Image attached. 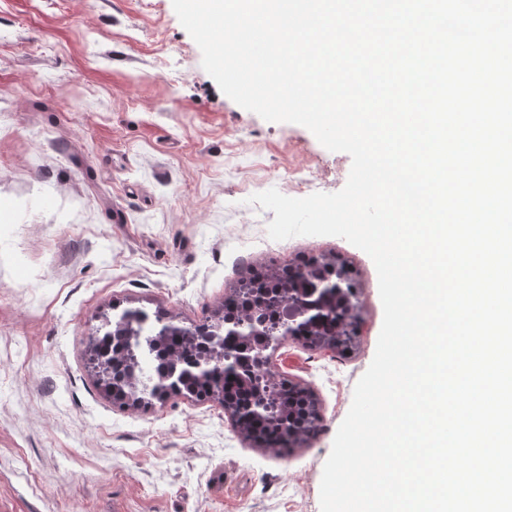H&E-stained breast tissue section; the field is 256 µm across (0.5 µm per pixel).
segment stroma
<instances>
[{
  "label": "stroma",
  "instance_id": "1",
  "mask_svg": "<svg viewBox=\"0 0 512 512\" xmlns=\"http://www.w3.org/2000/svg\"><path fill=\"white\" fill-rule=\"evenodd\" d=\"M172 0H0V512H320V483L383 321L371 258L343 238L267 234L249 204L292 171L309 193L351 158L226 96ZM346 262L353 346L301 340L277 376L315 396L308 444L276 455L216 401L125 407L87 364L123 310L193 327L264 266Z\"/></svg>",
  "mask_w": 512,
  "mask_h": 512
}]
</instances>
